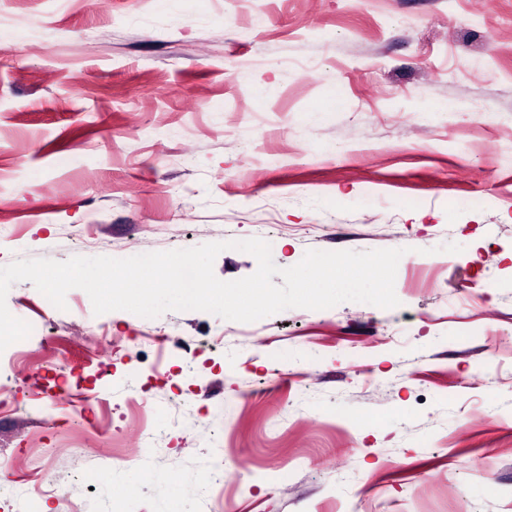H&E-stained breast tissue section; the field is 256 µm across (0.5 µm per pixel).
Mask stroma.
<instances>
[{
  "mask_svg": "<svg viewBox=\"0 0 512 512\" xmlns=\"http://www.w3.org/2000/svg\"><path fill=\"white\" fill-rule=\"evenodd\" d=\"M85 224L116 258L259 235L282 268L400 248L399 305L143 318L14 283L55 368L17 381L0 462L36 431L62 480L42 505L12 482L0 512H157L172 477L180 512H512V0H5L0 263L90 255ZM103 329L126 359L90 350ZM171 335L205 349L152 379ZM93 355L113 416L141 395L159 427L147 467L56 435Z\"/></svg>",
  "mask_w": 512,
  "mask_h": 512,
  "instance_id": "obj_1",
  "label": "stroma"
}]
</instances>
